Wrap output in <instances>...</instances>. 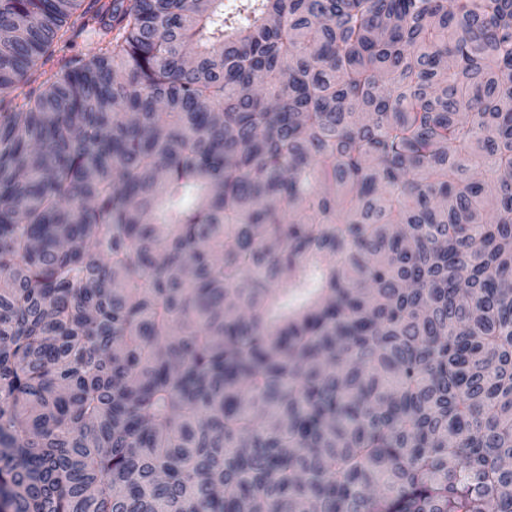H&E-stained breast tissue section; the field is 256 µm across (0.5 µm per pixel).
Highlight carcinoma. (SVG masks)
I'll use <instances>...</instances> for the list:
<instances>
[{"instance_id": "carcinoma-1", "label": "carcinoma", "mask_w": 512, "mask_h": 512, "mask_svg": "<svg viewBox=\"0 0 512 512\" xmlns=\"http://www.w3.org/2000/svg\"><path fill=\"white\" fill-rule=\"evenodd\" d=\"M511 459L512 0H0V512H512Z\"/></svg>"}]
</instances>
